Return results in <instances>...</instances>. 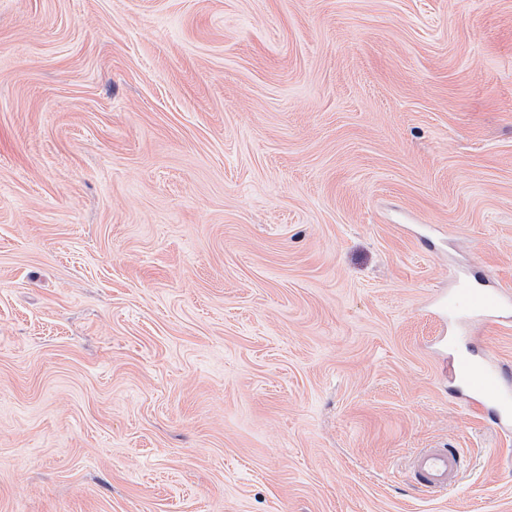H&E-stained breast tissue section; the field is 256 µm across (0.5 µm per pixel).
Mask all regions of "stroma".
<instances>
[{"mask_svg":"<svg viewBox=\"0 0 512 512\" xmlns=\"http://www.w3.org/2000/svg\"><path fill=\"white\" fill-rule=\"evenodd\" d=\"M459 275L512 290V0H0V512H512ZM411 465L425 491L440 494L454 487L462 462L454 448H424L414 456Z\"/></svg>","mask_w":512,"mask_h":512,"instance_id":"obj_1","label":"stroma"}]
</instances>
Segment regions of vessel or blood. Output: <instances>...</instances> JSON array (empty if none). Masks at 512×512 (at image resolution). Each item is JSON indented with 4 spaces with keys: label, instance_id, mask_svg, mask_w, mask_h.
Here are the masks:
<instances>
[{
    "label": "vessel or blood",
    "instance_id": "b4317fda",
    "mask_svg": "<svg viewBox=\"0 0 512 512\" xmlns=\"http://www.w3.org/2000/svg\"><path fill=\"white\" fill-rule=\"evenodd\" d=\"M440 314L455 318L460 313L488 324L500 323L503 312L512 309V295L496 288H478L471 280H457L455 288L437 302ZM457 377L464 384L473 408L494 407L497 425L512 428V386L492 364H475L468 358L457 360ZM462 466L459 453L452 448H425L412 460L416 480L426 492L440 494L454 487Z\"/></svg>",
    "mask_w": 512,
    "mask_h": 512
}]
</instances>
